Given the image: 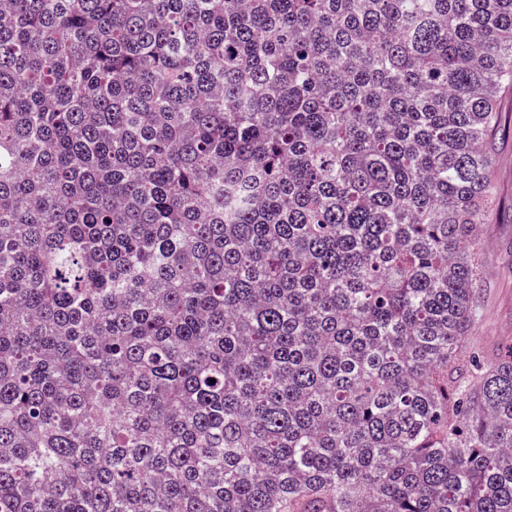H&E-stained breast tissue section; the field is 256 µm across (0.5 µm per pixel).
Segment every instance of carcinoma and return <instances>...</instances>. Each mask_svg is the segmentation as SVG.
I'll list each match as a JSON object with an SVG mask.
<instances>
[{
    "mask_svg": "<svg viewBox=\"0 0 512 512\" xmlns=\"http://www.w3.org/2000/svg\"><path fill=\"white\" fill-rule=\"evenodd\" d=\"M510 84L512 0H0V512H512ZM498 107L492 141L499 214L486 224L480 315L469 332L472 343L489 357L512 344V88L501 90Z\"/></svg>",
    "mask_w": 512,
    "mask_h": 512,
    "instance_id": "obj_1",
    "label": "carcinoma"
}]
</instances>
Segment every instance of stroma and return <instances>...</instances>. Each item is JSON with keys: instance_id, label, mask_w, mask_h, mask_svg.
Segmentation results:
<instances>
[{"instance_id": "obj_1", "label": "stroma", "mask_w": 512, "mask_h": 512, "mask_svg": "<svg viewBox=\"0 0 512 512\" xmlns=\"http://www.w3.org/2000/svg\"><path fill=\"white\" fill-rule=\"evenodd\" d=\"M498 107L492 141L499 213L484 232L480 315L470 330L472 343L489 357L512 345V88L501 90Z\"/></svg>"}]
</instances>
